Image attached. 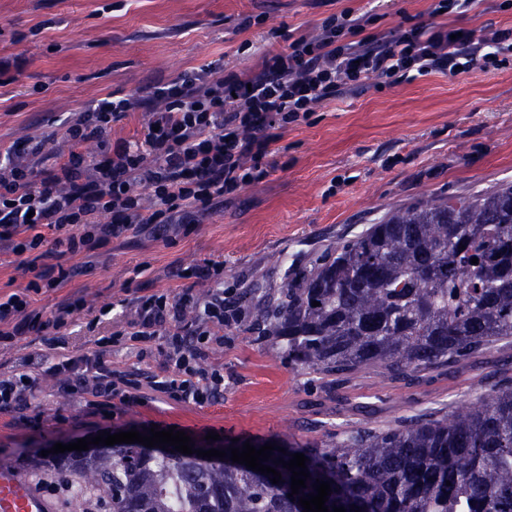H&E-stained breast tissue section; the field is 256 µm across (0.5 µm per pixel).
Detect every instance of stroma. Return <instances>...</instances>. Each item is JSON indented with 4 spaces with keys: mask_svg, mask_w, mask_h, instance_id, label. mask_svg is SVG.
Wrapping results in <instances>:
<instances>
[{
    "mask_svg": "<svg viewBox=\"0 0 512 512\" xmlns=\"http://www.w3.org/2000/svg\"><path fill=\"white\" fill-rule=\"evenodd\" d=\"M502 0H476L448 22L476 30L512 27ZM434 0H0V57L22 55L21 73L0 74V147L19 139L44 144L45 167L68 145L64 132L88 103L144 91L220 58L249 73L268 50L283 48L276 30L312 33L330 14L373 16L369 33L404 21L427 24ZM266 178L225 196L195 223L157 224L133 237L64 256L72 277L44 288L33 306L51 315L82 299L66 328L73 355L96 350L99 337L124 329L134 300L191 288L224 291V342L204 369L224 371V396L199 406L149 392L144 403H115L110 419L91 414L69 383L53 376L55 351L40 336L0 345V375L35 378L29 415L41 428L0 412V460L40 483L42 451L102 432L176 427L200 445L208 433L246 441L287 434L314 442L369 420L449 418L512 375V344L445 372L392 380L374 370L349 381L321 378L288 363L273 337L248 329L258 298L278 297L336 241L391 212L427 200L475 195L512 183V64L454 77L441 72L393 86L365 85L289 125L273 145ZM207 268L210 278H184ZM163 337L119 344L107 354L114 370L143 382L159 373Z\"/></svg>",
    "mask_w": 512,
    "mask_h": 512,
    "instance_id": "1",
    "label": "stroma"
}]
</instances>
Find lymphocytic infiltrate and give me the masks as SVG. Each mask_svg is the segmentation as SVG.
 Returning <instances> with one entry per match:
<instances>
[{
    "label": "lymphocytic infiltrate",
    "mask_w": 512,
    "mask_h": 512,
    "mask_svg": "<svg viewBox=\"0 0 512 512\" xmlns=\"http://www.w3.org/2000/svg\"><path fill=\"white\" fill-rule=\"evenodd\" d=\"M474 0H438L432 24L400 26L364 35L370 19L340 12L326 17L316 35L285 34V49L265 52L259 70L225 72L222 60L179 80L159 83L145 95L105 97L70 123L67 156L53 168L39 165L38 148L19 141L0 152V245L14 254L41 251L44 263L32 280L0 298V342L26 335L51 337L58 353L51 370L76 378L75 393L93 413L113 401L141 402L138 382L114 371L105 354L125 340L165 335V369L155 389L173 400L203 405L224 394V372L202 369L212 346L222 344L224 295L213 292L200 322L185 308L190 289L138 298L136 317L121 331L100 337L90 356L65 353L64 328L77 302L59 304L51 318L32 310L31 296L56 288L71 272L60 259L139 231L150 224H189L216 209L225 195L264 178L271 147L288 125L307 120L325 102L346 96L366 81L392 85L410 72H486L512 60V28L480 33L439 22ZM148 112L143 143L111 144L107 130L132 112ZM96 144L87 157L85 144ZM152 187L157 206L145 210L139 186Z\"/></svg>",
    "instance_id": "f902f5d3"
}]
</instances>
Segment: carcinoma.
Here are the masks:
<instances>
[{
	"mask_svg": "<svg viewBox=\"0 0 512 512\" xmlns=\"http://www.w3.org/2000/svg\"><path fill=\"white\" fill-rule=\"evenodd\" d=\"M478 263H471L472 259ZM319 305L314 307L312 302ZM252 328L280 340L288 362L326 377L379 368L392 378L452 368L512 338V183L393 212L303 271ZM275 443L270 477L230 460L159 457L138 444L56 459L112 512H303L299 498L330 482L328 509L512 512V379L451 419L366 422L321 442ZM302 453L310 477L291 493L277 463Z\"/></svg>",
	"mask_w": 512,
	"mask_h": 512,
	"instance_id": "1",
	"label": "carcinoma"
}]
</instances>
